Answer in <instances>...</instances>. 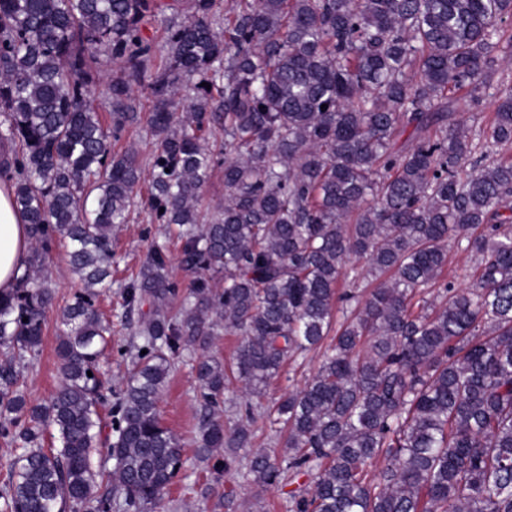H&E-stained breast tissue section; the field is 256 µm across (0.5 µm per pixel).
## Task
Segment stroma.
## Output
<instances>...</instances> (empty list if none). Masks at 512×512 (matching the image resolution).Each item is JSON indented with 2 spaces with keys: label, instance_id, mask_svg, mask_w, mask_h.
<instances>
[{
  "label": "stroma",
  "instance_id": "35a3bbf8",
  "mask_svg": "<svg viewBox=\"0 0 512 512\" xmlns=\"http://www.w3.org/2000/svg\"><path fill=\"white\" fill-rule=\"evenodd\" d=\"M130 111L138 115L137 123L126 127L118 140L115 151L136 150L142 164H149L154 136L147 123L154 109V100L145 90L134 88L127 100ZM163 248L168 255V274L181 289H188L191 277L180 264L181 242L175 230L167 225L150 220L146 207L135 209L126 224L112 233V290L97 300L99 310L112 319L113 351L100 363L99 372L103 383L105 402L99 412L103 421L112 418V404L120 390L128 362L121 357V349L134 341L133 331L137 314H125L121 292L139 270L142 262L154 248ZM43 279L52 288L54 300L46 317L43 342L40 350L29 357L23 368L24 386L28 398L34 402L46 400L59 386L56 347L61 334L60 315L71 302L75 292L81 288L74 279L67 262L65 247H57L42 271ZM196 350L184 351L175 358L168 383L159 404L160 416L179 437L193 436L204 414L200 404V393L192 370ZM321 361L320 352L307 356L301 368L284 367L280 375L272 380L260 395L252 397L256 411L271 408L280 397L290 390L302 388L306 379L317 370ZM251 446L237 451V463L232 471L200 462L194 454H187L184 467L175 479L169 495L154 512H225L224 494L232 492L236 512H288V484L262 489L246 476V463L251 449H261L273 458H280L284 438L262 421L250 423Z\"/></svg>",
  "mask_w": 512,
  "mask_h": 512
}]
</instances>
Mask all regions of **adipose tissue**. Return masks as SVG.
Returning a JSON list of instances; mask_svg holds the SVG:
<instances>
[{
    "label": "adipose tissue",
    "instance_id": "adipose-tissue-1",
    "mask_svg": "<svg viewBox=\"0 0 512 512\" xmlns=\"http://www.w3.org/2000/svg\"><path fill=\"white\" fill-rule=\"evenodd\" d=\"M31 251L28 227L13 200L8 179H0V293L12 292Z\"/></svg>",
    "mask_w": 512,
    "mask_h": 512
}]
</instances>
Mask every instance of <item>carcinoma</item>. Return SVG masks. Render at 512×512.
I'll list each match as a JSON object with an SVG mask.
<instances>
[{"label":"carcinoma","mask_w":512,"mask_h":512,"mask_svg":"<svg viewBox=\"0 0 512 512\" xmlns=\"http://www.w3.org/2000/svg\"><path fill=\"white\" fill-rule=\"evenodd\" d=\"M179 6L0 0V174L32 239L18 287L0 294V439L19 449L0 512H112L104 485L129 512L159 506L185 463L159 418L172 360L220 325L241 341L229 366L195 361L209 410L198 458L229 448L227 472L249 444L216 417L231 380L257 394L322 347L301 390L258 415L245 404L286 434L282 461L248 458L255 484L310 478L288 491L290 512H512V85L489 82L512 63V0H224L220 28L216 0H193L154 71L141 23ZM101 48L122 73L110 129L89 101ZM134 85L155 101L147 175L111 144ZM488 97L489 122L468 126L457 105ZM221 155L224 202L206 222ZM145 179L192 281L180 296L157 247L125 284L141 344L125 351L102 439L112 324L95 301ZM59 242L83 288L62 312L61 384L33 403L20 368L42 344L53 292L36 273ZM450 242L472 261L461 290L444 276Z\"/></svg>","instance_id":"cac0c4a2"}]
</instances>
